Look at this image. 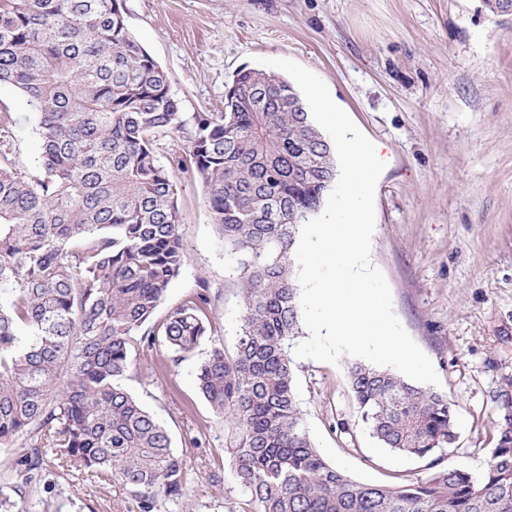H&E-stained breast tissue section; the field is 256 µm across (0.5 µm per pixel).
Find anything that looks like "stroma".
<instances>
[{
	"label": "stroma",
	"instance_id": "1",
	"mask_svg": "<svg viewBox=\"0 0 512 512\" xmlns=\"http://www.w3.org/2000/svg\"><path fill=\"white\" fill-rule=\"evenodd\" d=\"M134 39L172 76L184 116L213 112L236 73L286 58L317 75L334 102L388 161L375 190L371 262L393 310L432 361L457 439L440 464L485 468L506 397H512V15L482 0H124ZM15 120L18 167L37 175L38 115L0 86ZM182 136L157 155L178 187L187 260L156 311L206 292L215 340L233 350L242 324L240 280L211 222L201 180L182 172ZM214 340V341H215ZM212 343V342H211ZM203 342L181 361L165 347L133 353L127 390L166 427L188 468L185 494L162 512H226L244 505L231 430L198 390ZM293 358L297 404L322 457L353 481L426 478L427 460L381 447L352 398L347 367ZM155 375H148V368ZM20 446H0V484L22 488V512H138L120 480L54 466L25 482Z\"/></svg>",
	"mask_w": 512,
	"mask_h": 512
}]
</instances>
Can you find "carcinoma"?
Instances as JSON below:
<instances>
[{
  "instance_id": "cac0c4a2",
  "label": "carcinoma",
  "mask_w": 512,
  "mask_h": 512,
  "mask_svg": "<svg viewBox=\"0 0 512 512\" xmlns=\"http://www.w3.org/2000/svg\"><path fill=\"white\" fill-rule=\"evenodd\" d=\"M0 84L38 112L37 176L12 157L0 113V445L17 465L48 460L130 488L139 512L184 494L187 468L166 428L121 384L132 352H194L214 335L198 292L152 324L186 262L178 189L160 164L205 187L212 223L240 272L235 349L215 342L198 389L233 435L249 512H512V400L479 475L438 468L397 485L358 484L317 451L299 414L288 349L301 332L291 254L335 185V151L292 85L242 69L224 111L183 119L172 76L130 34L114 0H0ZM352 397L381 446L429 458L456 441L448 398L362 362Z\"/></svg>"
}]
</instances>
